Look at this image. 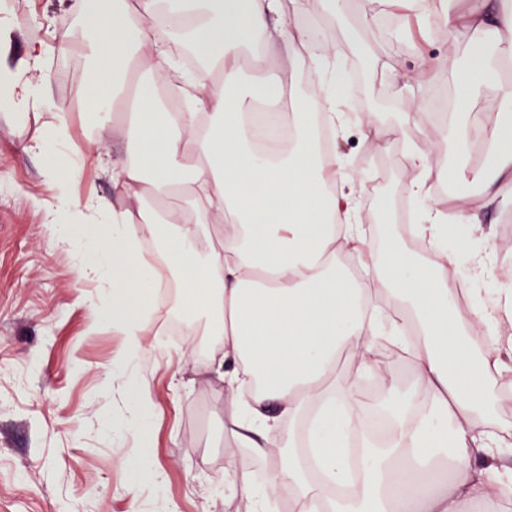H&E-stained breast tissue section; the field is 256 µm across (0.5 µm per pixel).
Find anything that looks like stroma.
I'll return each instance as SVG.
<instances>
[{
    "instance_id": "35a3bbf8",
    "label": "stroma",
    "mask_w": 512,
    "mask_h": 512,
    "mask_svg": "<svg viewBox=\"0 0 512 512\" xmlns=\"http://www.w3.org/2000/svg\"><path fill=\"white\" fill-rule=\"evenodd\" d=\"M307 6L323 40L335 44L345 68L360 77L356 99L339 101L347 122L334 150L355 180L366 240L415 256L422 245L407 224L375 217L407 209L412 173L406 144L441 142L443 124L422 126L406 115L418 101L456 98L452 72L467 62L469 36L449 45L447 27L419 25L402 0H391L386 9L400 20L404 46L379 31L362 55L340 42L323 0H307ZM1 11L9 17L0 30L1 66L19 65L38 41L51 46L30 77L46 81L51 104L64 113L67 151L86 157L74 199L111 197V163L127 153L125 115L115 114V127L103 139L91 107L75 102V87L91 71L70 41L63 0H0ZM425 57L434 60V72H423ZM367 114L375 117L379 135L364 136ZM42 122L36 112L22 124L0 112V512H254L249 495L223 482L227 461L242 453L224 430V382L190 342L156 343L162 312L147 331L148 351L137 368L151 402L147 460L161 472V485L138 482L127 465L138 434L109 430L124 405L105 388L123 337L86 304L98 293L95 283L78 278L73 255L55 247L33 205L55 195L44 177L46 156L29 148ZM485 193L483 180L451 178L427 203L480 208L482 231L457 227L468 246L449 265L448 279H473L478 254L487 259L488 287L496 288L512 284V205L484 209Z\"/></svg>"
}]
</instances>
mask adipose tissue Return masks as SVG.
Listing matches in <instances>:
<instances>
[{"instance_id":"adipose-tissue-1","label":"adipose tissue","mask_w":512,"mask_h":512,"mask_svg":"<svg viewBox=\"0 0 512 512\" xmlns=\"http://www.w3.org/2000/svg\"><path fill=\"white\" fill-rule=\"evenodd\" d=\"M65 4L79 20L75 37L94 69L75 95L96 104L104 134L114 106L132 100L124 137L133 158L112 167L113 200L83 202L70 195L82 155L51 161L45 176L57 194L40 208L58 245L74 251L79 277L96 279L112 302L100 316L125 337L115 370L125 374L129 393L140 388L134 367L150 324L148 300L162 279L177 277L175 302L189 335L201 330L218 339L224 428L247 451L227 462L224 483L252 496L255 512H276L288 497L296 512H464L473 502L495 512L512 497V471L501 457L512 446V426L488 429L484 390L488 381L512 376V289H497L487 302L472 288L468 307L457 306L447 276L456 256L442 241L448 224L475 225L479 216L425 207L431 187L448 179L447 158L410 146L415 177L408 193L422 203L412 221L423 255L372 253L377 287L363 288L337 259L363 251L355 185L338 155L320 151L312 124L317 116L325 130L344 128L336 101L347 87L336 75L335 50L302 22L304 0H116L109 12L98 0ZM165 21L179 26L207 64L176 83L187 109L173 114L158 108L154 85L132 90L127 82L130 70L167 59ZM451 28L479 36L455 73L457 109L467 110L473 92L490 82L511 102L512 84L497 76L512 63V0H460ZM272 49L283 68H271ZM44 56L35 48L20 64L12 108L41 113L44 130L65 143L69 127L49 106L45 83L27 77ZM300 67L307 70L304 93L290 112L269 116L289 128V138L273 150L259 148L249 108L279 101L286 69ZM448 135L463 154L474 141L486 144L496 176L512 178L511 124L476 132L452 127ZM176 192L183 207H162ZM217 224L223 243L199 252V238ZM391 346L409 357L429 403L409 410L399 389L382 383L398 406L389 443L381 449L364 441L355 495L323 505V483L346 476L341 441L361 404L358 389L336 391L329 374L344 353L361 377ZM312 408L319 413L320 484L299 456L284 452L276 432ZM273 448L279 454L267 479L254 486L246 457Z\"/></svg>"}]
</instances>
